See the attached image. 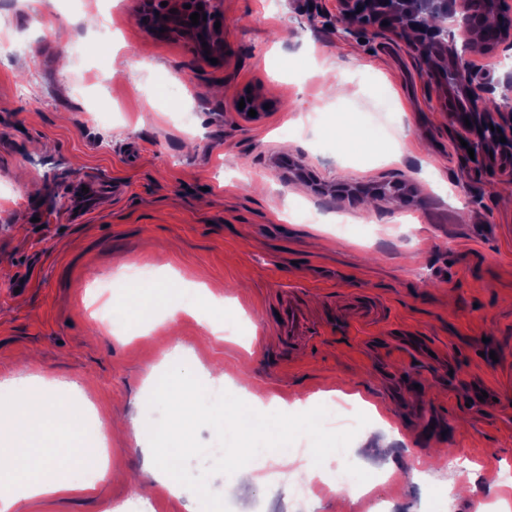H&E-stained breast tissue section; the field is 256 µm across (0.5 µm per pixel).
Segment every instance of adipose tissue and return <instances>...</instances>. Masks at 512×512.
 Returning <instances> with one entry per match:
<instances>
[{
	"instance_id": "obj_1",
	"label": "adipose tissue",
	"mask_w": 512,
	"mask_h": 512,
	"mask_svg": "<svg viewBox=\"0 0 512 512\" xmlns=\"http://www.w3.org/2000/svg\"><path fill=\"white\" fill-rule=\"evenodd\" d=\"M38 384L35 378L0 383V401L9 398L21 407L15 416L0 421V460L5 463L0 469V512H18L21 506L20 498L4 492L5 487L11 485L28 484L33 496H67L92 488L88 482L73 484L61 478L60 462L66 454L52 449L47 442L52 432L78 428L81 414L74 407L38 392ZM190 384V378L182 373L168 381L161 398L171 405L173 414L151 427L156 436L174 440L171 447L152 449L151 474L175 496L181 495L183 487L180 480L182 444L175 441L174 435L178 427L188 424L200 409L197 393ZM211 424L216 436H223L229 428L239 440L260 443L257 458L260 463L275 464L278 478L310 487L326 483L327 477L313 456L288 447L281 433L271 427L262 397H255L250 415L244 416L238 409L225 407L212 416Z\"/></svg>"
}]
</instances>
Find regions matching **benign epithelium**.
Here are the masks:
<instances>
[{"label": "benign epithelium", "instance_id": "1", "mask_svg": "<svg viewBox=\"0 0 512 512\" xmlns=\"http://www.w3.org/2000/svg\"><path fill=\"white\" fill-rule=\"evenodd\" d=\"M350 27L373 25L380 27L382 22L388 26L396 23L405 24L421 31V47L427 61L432 62L445 56L452 59L454 82L462 89L465 102L457 108L462 118L471 122V126L481 130V138L491 135V142L500 148V155H512V142H500L499 126L489 127V117L494 111H505L512 119V82L503 83L501 98L504 108L487 106V95L494 91V86L486 82L479 84L469 66L460 65L462 54L457 47L456 37L467 42L478 34L487 17L512 16V5L508 0H462L458 8L448 10V0H341ZM170 8L177 13L165 14V27L169 31L187 32L194 39L204 38L210 51H222V45L214 40L209 19L217 9L216 0H167ZM203 10H198V7ZM206 15V20L199 25H191L193 13Z\"/></svg>", "mask_w": 512, "mask_h": 512}]
</instances>
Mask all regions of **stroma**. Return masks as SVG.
Instances as JSON below:
<instances>
[{
	"mask_svg": "<svg viewBox=\"0 0 512 512\" xmlns=\"http://www.w3.org/2000/svg\"><path fill=\"white\" fill-rule=\"evenodd\" d=\"M54 0H0V36L24 53L0 55V380L41 377V390L88 387L72 398L96 407L112 433L111 473L89 493L37 496L22 512H107L141 496L153 512H190L148 474L144 410L167 417L149 382L187 369L201 415L183 432L185 487H207L208 512H299L292 486L242 481L222 497L224 454L205 386L224 385L227 404L263 390L322 403L332 392L373 391L381 417L349 439L354 487L326 490L316 512H361L354 493L369 473L390 512H469L494 498L512 473V168L469 156L471 133L428 76L408 28L345 33L337 0H221L224 42L208 61L186 34L150 31L141 0H112V45H100L94 11ZM87 50L76 58L75 47ZM342 94L326 92L329 83ZM253 119L235 108L246 95ZM135 160H128L130 148ZM127 183L72 223L76 177ZM319 226L299 217L313 202ZM347 218L352 233L336 230ZM161 272L175 292L167 312L96 322L103 284L130 295L127 269ZM201 281L211 297L186 300ZM315 318L329 296L361 294L383 319L351 330L327 327L291 351L269 322L289 288ZM234 324L249 338L216 339ZM181 347L178 364L168 360ZM494 351L478 362L476 349ZM501 400L470 403L476 380ZM292 448L325 455L335 433L306 426L297 410L273 411ZM433 424L430 445L420 435ZM479 465L478 497L444 498Z\"/></svg>",
	"mask_w": 512,
	"mask_h": 512,
	"instance_id": "obj_1",
	"label": "stroma"
}]
</instances>
